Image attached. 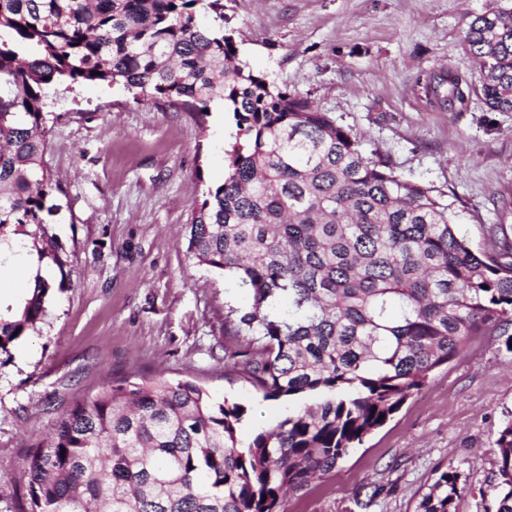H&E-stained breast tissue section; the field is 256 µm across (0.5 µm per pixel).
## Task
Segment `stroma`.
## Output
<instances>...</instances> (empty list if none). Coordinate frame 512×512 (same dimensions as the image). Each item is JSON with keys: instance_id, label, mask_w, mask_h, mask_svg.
Returning a JSON list of instances; mask_svg holds the SVG:
<instances>
[{"instance_id": "35a3bbf8", "label": "stroma", "mask_w": 512, "mask_h": 512, "mask_svg": "<svg viewBox=\"0 0 512 512\" xmlns=\"http://www.w3.org/2000/svg\"><path fill=\"white\" fill-rule=\"evenodd\" d=\"M492 0H224L240 59L364 138L410 182L454 201L456 230L478 253L498 251L489 229L512 235V112L427 95L449 69L483 79L462 47ZM45 164L59 213L46 231L64 267L36 332L0 353V512H20L22 463L48 441L74 401L112 381L191 380L241 405L249 444L298 406L264 399L224 358L226 304L246 291L186 251L193 206L222 184L236 134L223 100L203 122L162 111L125 86L50 90ZM500 329L473 337L426 386L323 478L288 494L282 512H415L428 486L460 471L458 512H495L498 450L512 420V353Z\"/></svg>"}]
</instances>
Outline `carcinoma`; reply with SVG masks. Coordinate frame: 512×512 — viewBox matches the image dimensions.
<instances>
[{
    "label": "carcinoma",
    "instance_id": "cac0c4a2",
    "mask_svg": "<svg viewBox=\"0 0 512 512\" xmlns=\"http://www.w3.org/2000/svg\"><path fill=\"white\" fill-rule=\"evenodd\" d=\"M213 14L203 27L200 10ZM224 0H0V237L42 241L58 214L44 157L47 90L121 83L166 106L237 127L224 182L192 208L187 251L247 290L224 331L244 340L242 374L267 399L307 396L239 444L245 410L200 384L164 379L104 388L59 418L25 458L27 512H280L281 498L336 468L468 339L512 325V241L477 254L453 203L364 156L361 136L239 60ZM463 49L489 110L512 112V7L477 15ZM466 80L429 91L463 106ZM52 286L0 312V351L45 315ZM495 512H512V420L498 433ZM460 473L441 472L416 512H457Z\"/></svg>",
    "mask_w": 512,
    "mask_h": 512
}]
</instances>
